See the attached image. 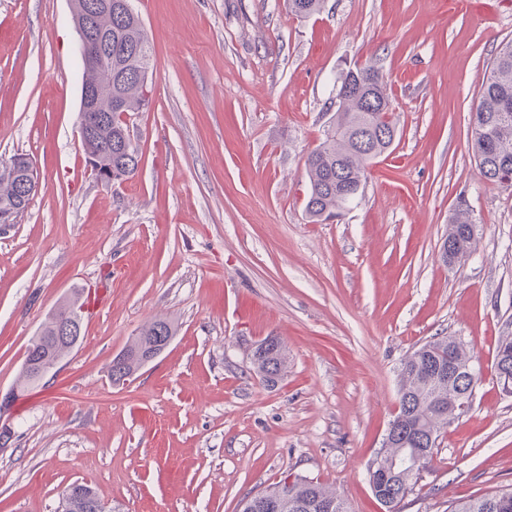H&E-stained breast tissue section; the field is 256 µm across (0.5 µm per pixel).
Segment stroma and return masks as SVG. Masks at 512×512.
Instances as JSON below:
<instances>
[{
  "label": "stroma",
  "instance_id": "obj_1",
  "mask_svg": "<svg viewBox=\"0 0 512 512\" xmlns=\"http://www.w3.org/2000/svg\"><path fill=\"white\" fill-rule=\"evenodd\" d=\"M152 46L151 101L127 115L135 174L89 175L70 0H0V159L40 189L0 231V391L73 289L96 295L81 342L0 414V512H55L74 482L125 512H239L287 474L350 512H386L367 468L398 409L403 360L454 336L479 371L401 512H451L512 488V189L481 179L470 113L512 0H132ZM388 77L397 137L341 217L304 210L305 160L349 66ZM478 234L441 257L459 201ZM157 319L175 335L130 377L113 358ZM278 338V383L251 354Z\"/></svg>",
  "mask_w": 512,
  "mask_h": 512
}]
</instances>
